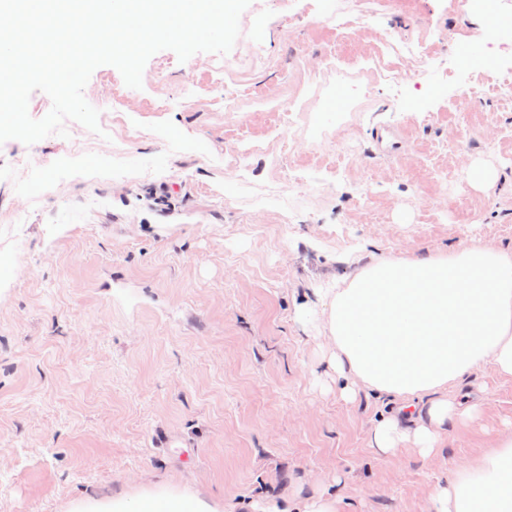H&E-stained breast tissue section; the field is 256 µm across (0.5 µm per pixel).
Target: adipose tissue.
Segmentation results:
<instances>
[{
	"mask_svg": "<svg viewBox=\"0 0 512 512\" xmlns=\"http://www.w3.org/2000/svg\"><path fill=\"white\" fill-rule=\"evenodd\" d=\"M308 313L333 346L343 395L364 388L390 415L370 439L380 456L407 445L441 455L448 426L472 419L448 388L484 362L512 377V249L478 244L427 256L399 255L315 289ZM70 512H222L197 494L159 485L112 498L81 497ZM255 512H338L330 491L267 497ZM431 512H512V436L457 469L431 496Z\"/></svg>",
	"mask_w": 512,
	"mask_h": 512,
	"instance_id": "ef3b65f1",
	"label": "adipose tissue"
}]
</instances>
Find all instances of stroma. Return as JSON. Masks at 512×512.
I'll list each match as a JSON object with an SVG mask.
<instances>
[{"instance_id": "35a3bbf8", "label": "stroma", "mask_w": 512, "mask_h": 512, "mask_svg": "<svg viewBox=\"0 0 512 512\" xmlns=\"http://www.w3.org/2000/svg\"><path fill=\"white\" fill-rule=\"evenodd\" d=\"M476 16L471 0H250L227 54L159 51L139 90L95 69L100 132L69 119L67 137L0 144V512L164 483L224 512L323 488L340 512H430L439 480L512 434V378L487 362L448 392L478 412L442 455L377 456L380 400L341 396L301 313L349 254L512 248V29L484 62ZM475 165L497 180L471 187Z\"/></svg>"}]
</instances>
